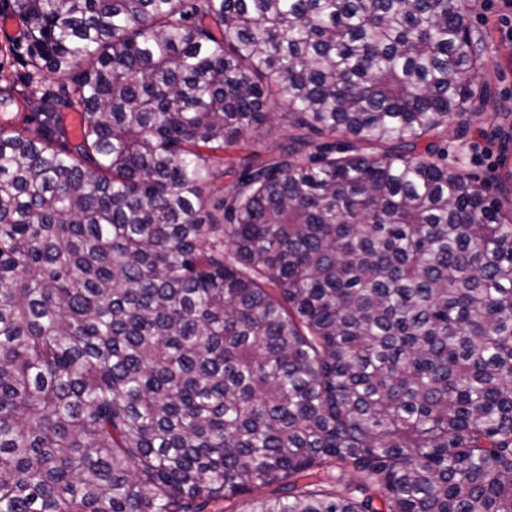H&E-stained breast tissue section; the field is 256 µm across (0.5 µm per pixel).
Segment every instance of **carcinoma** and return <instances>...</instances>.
<instances>
[{
	"label": "carcinoma",
	"mask_w": 512,
	"mask_h": 512,
	"mask_svg": "<svg viewBox=\"0 0 512 512\" xmlns=\"http://www.w3.org/2000/svg\"><path fill=\"white\" fill-rule=\"evenodd\" d=\"M9 2L81 129L0 124V512H512V207L445 163L454 120L512 140L466 0ZM287 132L284 127L273 129L271 131H264L258 134L254 141H252L251 148L238 152H231V155L235 161V166L240 172L245 162L243 158L250 156L251 152L254 151L257 156L263 160H268L277 157L281 148V145L286 143Z\"/></svg>",
	"instance_id": "obj_1"
}]
</instances>
